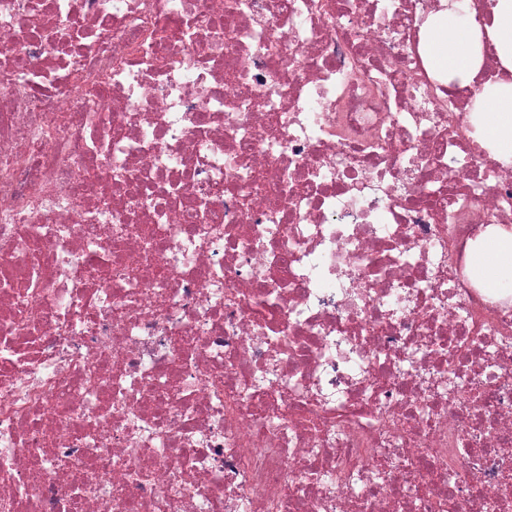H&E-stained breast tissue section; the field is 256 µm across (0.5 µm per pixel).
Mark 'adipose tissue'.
Segmentation results:
<instances>
[{
	"instance_id": "ef3b65f1",
	"label": "adipose tissue",
	"mask_w": 512,
	"mask_h": 512,
	"mask_svg": "<svg viewBox=\"0 0 512 512\" xmlns=\"http://www.w3.org/2000/svg\"><path fill=\"white\" fill-rule=\"evenodd\" d=\"M480 31L478 24L461 23L448 11L440 13L426 34L427 52L433 63L441 64L461 84H469L480 65ZM478 142L498 161L512 163V82L496 83L486 104ZM470 269L489 291L512 287V232H499L485 248L475 252Z\"/></svg>"
}]
</instances>
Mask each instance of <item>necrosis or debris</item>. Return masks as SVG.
Listing matches in <instances>:
<instances>
[{"label":"necrosis or debris","instance_id":"4bbe7bcc","mask_svg":"<svg viewBox=\"0 0 512 512\" xmlns=\"http://www.w3.org/2000/svg\"><path fill=\"white\" fill-rule=\"evenodd\" d=\"M447 8L0 0V512H512Z\"/></svg>","mask_w":512,"mask_h":512}]
</instances>
